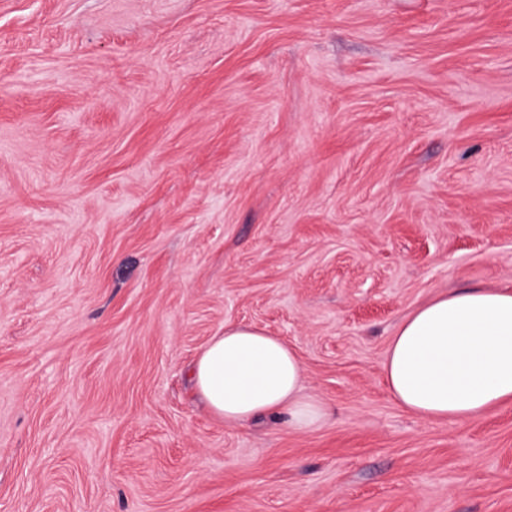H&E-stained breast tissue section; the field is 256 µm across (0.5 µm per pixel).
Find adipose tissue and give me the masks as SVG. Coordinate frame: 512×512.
Here are the masks:
<instances>
[{"label": "adipose tissue", "instance_id": "ef3b65f1", "mask_svg": "<svg viewBox=\"0 0 512 512\" xmlns=\"http://www.w3.org/2000/svg\"><path fill=\"white\" fill-rule=\"evenodd\" d=\"M383 370L395 403L426 420L464 423L512 402V292L464 288L422 305L397 327ZM192 378L227 422L282 415L288 428L310 432L328 417L325 403L302 395L293 350L258 328L225 326Z\"/></svg>", "mask_w": 512, "mask_h": 512}]
</instances>
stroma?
Segmentation results:
<instances>
[{
  "label": "stroma",
  "instance_id": "obj_1",
  "mask_svg": "<svg viewBox=\"0 0 512 512\" xmlns=\"http://www.w3.org/2000/svg\"><path fill=\"white\" fill-rule=\"evenodd\" d=\"M512 291V0H0V512H512V403L400 409L397 326ZM329 417H213L225 326Z\"/></svg>",
  "mask_w": 512,
  "mask_h": 512
}]
</instances>
